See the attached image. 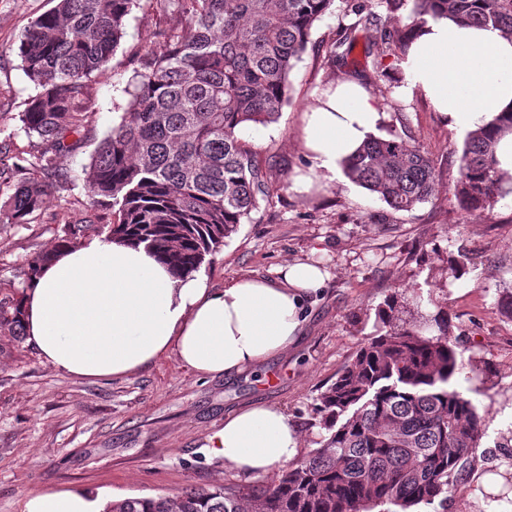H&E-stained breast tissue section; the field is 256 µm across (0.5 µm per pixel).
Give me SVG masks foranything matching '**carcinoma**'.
<instances>
[{"instance_id": "carcinoma-1", "label": "carcinoma", "mask_w": 512, "mask_h": 512, "mask_svg": "<svg viewBox=\"0 0 512 512\" xmlns=\"http://www.w3.org/2000/svg\"><path fill=\"white\" fill-rule=\"evenodd\" d=\"M140 0H58L21 33L24 72L40 88L20 115L34 153L0 143V179L19 172L0 225L26 224L68 176L58 164L82 143L92 113L86 80L106 73ZM335 0H159L184 20L179 33L157 31L128 83L120 124L98 144L85 170L94 213L65 224L52 247L23 265L29 283L53 251L90 232L153 252L176 278L199 270L237 226L253 221L281 190L270 164L239 136L242 127L277 122L290 101V73L314 25ZM357 17L365 53L384 47L404 55L415 29L452 17L512 35V0H344ZM351 42L343 32L326 51L344 76ZM512 132V112L498 126L467 134L454 194L470 213L512 194L497 168V135ZM345 178L390 209L410 212L438 196L433 160L394 130L370 135L344 159ZM112 208L101 223L96 210ZM466 254L448 255V276L460 278ZM415 285L389 294L375 312V333L321 391L322 433L316 447L272 483L215 485L156 497L113 500L104 512H447L448 493L465 480L485 435V415L458 386L466 368L448 310ZM23 292L0 293V329L24 335Z\"/></svg>"}]
</instances>
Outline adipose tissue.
I'll list each match as a JSON object with an SVG mask.
<instances>
[{"label": "adipose tissue", "instance_id": "obj_1", "mask_svg": "<svg viewBox=\"0 0 512 512\" xmlns=\"http://www.w3.org/2000/svg\"><path fill=\"white\" fill-rule=\"evenodd\" d=\"M401 94H420L449 128L469 133L512 110V37L441 18L415 33L398 61ZM382 119L362 83L323 86L303 116L302 145L322 178L336 179L341 160ZM280 281L237 278L216 288L200 273L177 278L141 245L100 237L62 250L24 289L27 340L65 374L117 378L172 355L194 373L216 378L256 368L293 345L305 304L326 273L288 263ZM302 438L279 407L251 403L227 414L209 437L225 468L273 475L298 454ZM82 489L35 492L23 512H101Z\"/></svg>", "mask_w": 512, "mask_h": 512}]
</instances>
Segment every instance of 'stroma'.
I'll return each instance as SVG.
<instances>
[{
  "label": "stroma",
  "instance_id": "obj_1",
  "mask_svg": "<svg viewBox=\"0 0 512 512\" xmlns=\"http://www.w3.org/2000/svg\"><path fill=\"white\" fill-rule=\"evenodd\" d=\"M53 6L54 0H0V113L10 116L4 132L14 148L31 153L37 140L25 134L18 115L37 88L21 66L17 44L25 27ZM355 20L335 0L290 74L291 100L279 120L242 130L284 189L200 268L220 288L236 277L278 280L287 263L321 262L329 278L308 300L296 343L259 370L232 377L201 378L170 355L125 377L93 380L54 370L26 338L0 330V512H22L37 491L82 488L117 500L246 484V477L205 450L225 415L255 402L278 405L303 448H312L321 431L316 398L373 333L376 307L395 288L429 278L458 343L478 366L459 384L489 411L487 435L466 480L449 496L448 512L483 507L481 486L490 473L512 464V450L498 445L512 428V320L497 305L501 292L512 289V202L475 214L459 207L453 184L464 134L450 130L427 99L401 95L393 54L365 57L360 42L348 61L383 114L377 135L393 129L414 139L434 159L444 189L413 211L396 212L345 178L317 179L302 147V115L317 89L335 81L326 48ZM159 28L181 31L182 19L155 0H140L110 69L88 81L93 106L84 141L58 159L67 184L30 223L0 227V288L20 287L26 259L50 248L62 225L87 219L84 170L99 141L119 125L134 63ZM300 175L311 177V185L297 184ZM457 251L471 264L454 280L447 256Z\"/></svg>",
  "mask_w": 512,
  "mask_h": 512
}]
</instances>
